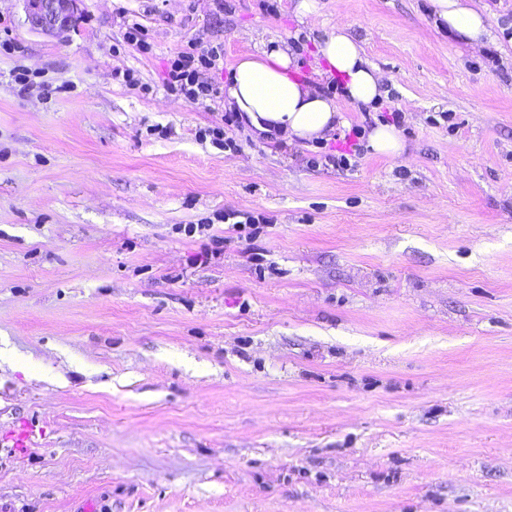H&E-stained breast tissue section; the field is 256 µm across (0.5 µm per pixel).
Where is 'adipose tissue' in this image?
<instances>
[{"mask_svg":"<svg viewBox=\"0 0 512 512\" xmlns=\"http://www.w3.org/2000/svg\"><path fill=\"white\" fill-rule=\"evenodd\" d=\"M437 25L476 46L490 32L482 15L465 0H430ZM319 54L341 80L350 102L368 106L383 95L384 76L372 65L343 25L327 32ZM287 45L276 43L242 57L224 85V104L261 136L314 142L333 139L343 120L335 102L300 80Z\"/></svg>","mask_w":512,"mask_h":512,"instance_id":"obj_1","label":"adipose tissue"}]
</instances>
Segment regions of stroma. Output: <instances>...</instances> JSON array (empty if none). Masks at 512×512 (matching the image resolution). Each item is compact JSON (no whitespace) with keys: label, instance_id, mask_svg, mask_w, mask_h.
<instances>
[{"label":"stroma","instance_id":"stroma-1","mask_svg":"<svg viewBox=\"0 0 512 512\" xmlns=\"http://www.w3.org/2000/svg\"><path fill=\"white\" fill-rule=\"evenodd\" d=\"M296 3L82 0L56 37L0 0V512H512V0L477 50L429 0ZM339 22L374 105L318 70ZM196 40L219 85L286 42L335 139L168 92ZM393 112L404 155L330 162Z\"/></svg>","mask_w":512,"mask_h":512}]
</instances>
